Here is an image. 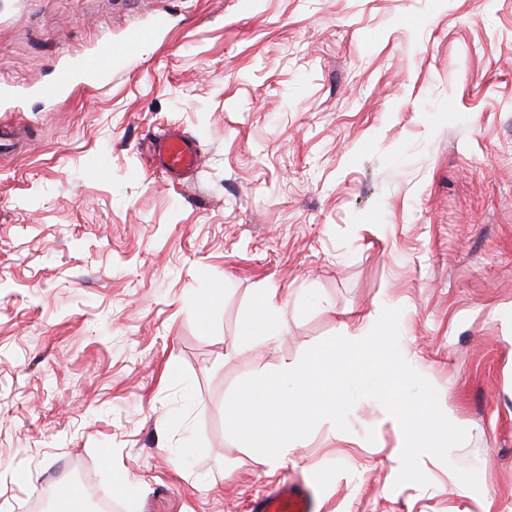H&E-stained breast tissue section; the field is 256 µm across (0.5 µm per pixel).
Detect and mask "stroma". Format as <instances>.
Wrapping results in <instances>:
<instances>
[{
	"label": "stroma",
	"instance_id": "stroma-1",
	"mask_svg": "<svg viewBox=\"0 0 512 512\" xmlns=\"http://www.w3.org/2000/svg\"><path fill=\"white\" fill-rule=\"evenodd\" d=\"M130 24L160 31L109 84L0 111L31 139L0 153V512H246L286 477L319 512H512V0H0V85ZM172 125L203 155L177 182L146 165ZM265 288L287 328L241 344ZM386 307L468 432L452 465L396 485L365 398L268 473L235 385Z\"/></svg>",
	"mask_w": 512,
	"mask_h": 512
}]
</instances>
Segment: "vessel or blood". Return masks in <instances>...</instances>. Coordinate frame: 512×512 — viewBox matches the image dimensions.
Masks as SVG:
<instances>
[{
	"mask_svg": "<svg viewBox=\"0 0 512 512\" xmlns=\"http://www.w3.org/2000/svg\"><path fill=\"white\" fill-rule=\"evenodd\" d=\"M155 29L132 25L125 29L120 45L112 41L101 42L96 50L94 65L77 61L60 68L54 84L39 88L26 85H0V101L7 103L9 111H20L25 97L33 92L46 98H57L78 87H95L108 83L117 61L132 58L140 47L155 37ZM151 166L162 173L179 177L202 165V154L195 139L177 128L153 138L147 147ZM254 512H316V496L308 483L284 480L278 487L263 495L253 507Z\"/></svg>",
	"mask_w": 512,
	"mask_h": 512,
	"instance_id": "vessel-or-blood-1",
	"label": "vessel or blood"
}]
</instances>
